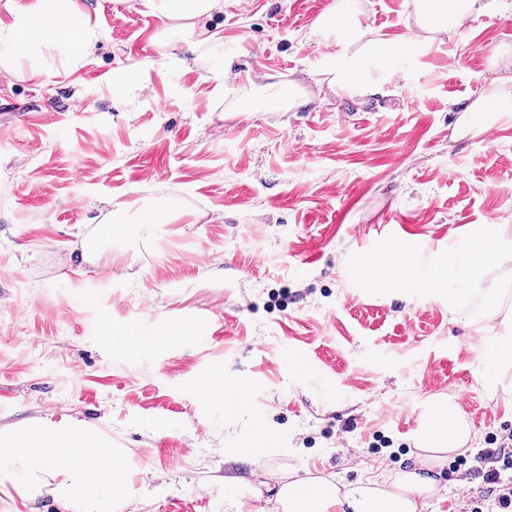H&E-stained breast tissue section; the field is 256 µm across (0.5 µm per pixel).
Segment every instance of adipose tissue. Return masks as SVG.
<instances>
[{
    "mask_svg": "<svg viewBox=\"0 0 512 512\" xmlns=\"http://www.w3.org/2000/svg\"><path fill=\"white\" fill-rule=\"evenodd\" d=\"M158 18L184 21L195 43L216 39L208 22L223 12L224 0H143ZM476 0H416L419 27L425 32H451L463 27ZM316 33L340 32L353 46L339 68L327 71L329 86L350 95L367 94L370 82L359 69L362 55L378 48L366 30L353 23L345 0H335L313 25ZM100 39L78 6L77 0H28L14 12L11 22H0V68L16 71V52L32 56L56 50L67 67L85 66ZM428 423L418 440L422 452L437 456L462 451L471 432L455 405L427 414ZM125 481L124 473L108 453L96 450L91 437L77 425L0 433V487L11 486L21 500L31 501L50 489L62 505L77 504L78 512H112V501ZM306 493L295 497L283 485L278 497L288 512H424L433 479L413 470L392 483L366 480L345 488L320 480L306 481Z\"/></svg>",
    "mask_w": 512,
    "mask_h": 512,
    "instance_id": "ef3b65f1",
    "label": "adipose tissue"
}]
</instances>
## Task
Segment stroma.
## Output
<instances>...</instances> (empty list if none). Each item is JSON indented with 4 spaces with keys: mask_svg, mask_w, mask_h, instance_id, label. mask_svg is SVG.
I'll return each instance as SVG.
<instances>
[{
    "mask_svg": "<svg viewBox=\"0 0 512 512\" xmlns=\"http://www.w3.org/2000/svg\"><path fill=\"white\" fill-rule=\"evenodd\" d=\"M332 2L224 0L196 49L140 0H79L90 62L50 51L0 84V431H94L127 473L112 512H283L294 479L393 477L435 404L473 449L512 430L487 363L512 346V269L473 290L455 269L512 225V0L420 52L415 0H352L394 47L364 57L365 97L324 80L349 52L312 31ZM269 82L297 104L253 103ZM490 95L504 111H473ZM401 242L406 286L360 277ZM259 426L277 445L256 465ZM454 459L425 512L485 493Z\"/></svg>",
    "mask_w": 512,
    "mask_h": 512,
    "instance_id": "stroma-1",
    "label": "stroma"
}]
</instances>
